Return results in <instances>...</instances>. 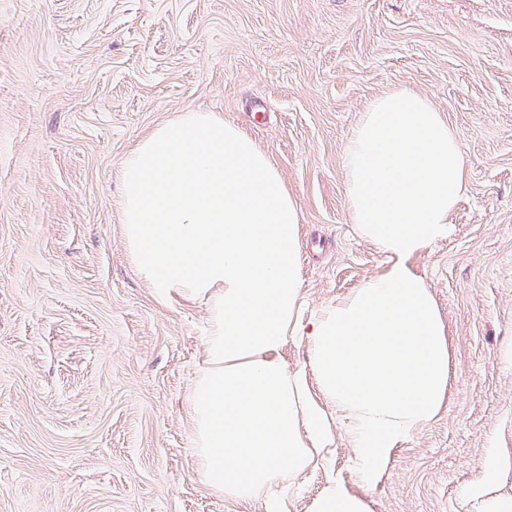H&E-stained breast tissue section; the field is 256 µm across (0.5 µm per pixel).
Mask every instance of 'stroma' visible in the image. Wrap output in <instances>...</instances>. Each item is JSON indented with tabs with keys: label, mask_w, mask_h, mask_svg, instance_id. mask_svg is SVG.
Listing matches in <instances>:
<instances>
[{
	"label": "stroma",
	"mask_w": 512,
	"mask_h": 512,
	"mask_svg": "<svg viewBox=\"0 0 512 512\" xmlns=\"http://www.w3.org/2000/svg\"><path fill=\"white\" fill-rule=\"evenodd\" d=\"M404 86L462 138L452 235L416 264L448 319L447 409L397 449L374 512H471L512 467V0H0V512H266L198 476L189 410L203 304L137 274L118 170L142 132L214 112L266 152L302 213L309 309L384 256L344 195L345 143ZM352 478L285 476L280 512Z\"/></svg>",
	"instance_id": "1"
}]
</instances>
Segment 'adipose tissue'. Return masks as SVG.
Instances as JSON below:
<instances>
[{"label": "adipose tissue", "instance_id": "1", "mask_svg": "<svg viewBox=\"0 0 512 512\" xmlns=\"http://www.w3.org/2000/svg\"><path fill=\"white\" fill-rule=\"evenodd\" d=\"M353 224L383 270L308 312L301 208L249 133L185 112L123 159L120 210L137 273L163 299L204 304L208 334L190 399L197 471L239 502L313 469L344 426L356 480L310 512H373L369 490L401 444L450 399L448 321L415 261L452 233L466 189L460 136L400 87L371 102L344 150ZM306 357L289 365V341Z\"/></svg>", "mask_w": 512, "mask_h": 512}]
</instances>
